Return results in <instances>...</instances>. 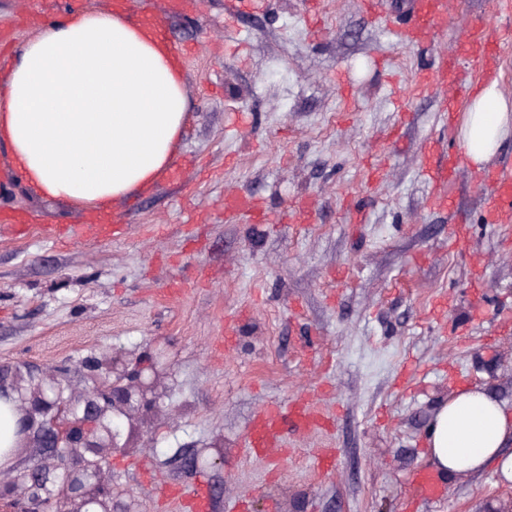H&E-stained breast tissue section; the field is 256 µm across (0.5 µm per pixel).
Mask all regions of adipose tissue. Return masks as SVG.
Instances as JSON below:
<instances>
[{"instance_id": "1", "label": "adipose tissue", "mask_w": 512, "mask_h": 512, "mask_svg": "<svg viewBox=\"0 0 512 512\" xmlns=\"http://www.w3.org/2000/svg\"><path fill=\"white\" fill-rule=\"evenodd\" d=\"M187 117L183 74L151 29L111 7L44 23L0 79V145L36 195L96 211L152 187L170 167ZM512 136V103L497 80L468 101L465 155L482 166ZM438 474L494 468L512 482V407L465 386L427 433Z\"/></svg>"}]
</instances>
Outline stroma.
Instances as JSON below:
<instances>
[{
    "mask_svg": "<svg viewBox=\"0 0 512 512\" xmlns=\"http://www.w3.org/2000/svg\"><path fill=\"white\" fill-rule=\"evenodd\" d=\"M28 0H0V65L38 29ZM162 20L181 61L188 117L172 164L150 189L109 203L121 235L68 245L50 224L85 211L38 198L0 146V214L27 212L24 239L0 223V363L50 368L121 351L163 356L161 414L114 455L115 485L140 512H177L163 486H208L210 512H488L512 500L492 469L442 480V501L409 474L428 468L426 433L457 387L512 405V223L485 219L486 190L445 118L447 88L415 76L448 58L473 24L512 26L496 0H450L448 27L422 46L393 42L364 0H262L229 16L226 0ZM460 160L445 209L420 174L432 153ZM233 195L263 200V221L226 220ZM308 204V224L287 221ZM465 229L468 247L448 239ZM447 301L444 314L430 312ZM307 401L326 426L288 432L258 457L242 448L267 406ZM224 459L198 469L216 437ZM335 464L319 471L317 449Z\"/></svg>",
    "mask_w": 512,
    "mask_h": 512,
    "instance_id": "35a3bbf8",
    "label": "stroma"
}]
</instances>
